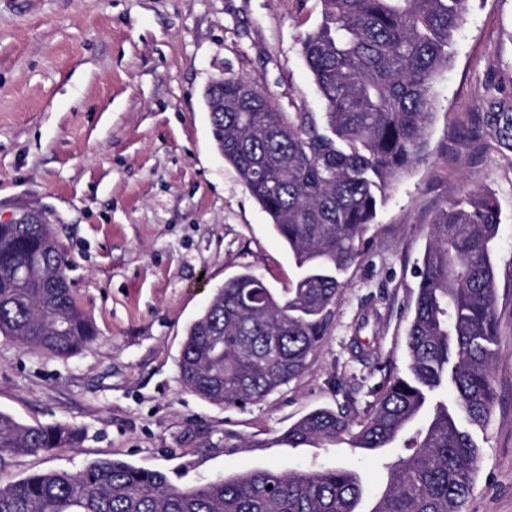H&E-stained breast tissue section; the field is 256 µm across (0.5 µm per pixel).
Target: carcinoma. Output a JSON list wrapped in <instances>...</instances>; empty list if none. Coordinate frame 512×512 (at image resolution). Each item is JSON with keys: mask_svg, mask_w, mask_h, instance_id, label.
I'll list each match as a JSON object with an SVG mask.
<instances>
[{"mask_svg": "<svg viewBox=\"0 0 512 512\" xmlns=\"http://www.w3.org/2000/svg\"><path fill=\"white\" fill-rule=\"evenodd\" d=\"M302 39L322 112H283L256 80L220 77L206 102L219 153L299 274L278 292L247 271L226 281L187 330L182 382L202 399L244 408L298 378L326 334L344 282L362 255L386 187L423 154L436 95L465 22V0H322ZM496 203L470 195L440 210L420 267L407 332V371L386 380L358 423L315 410L288 427L290 448L346 440L371 454L408 451L389 464L369 512H462L476 473L474 438L491 414L495 357ZM65 254L39 211L0 224V335L67 357L98 332L71 291ZM449 387L454 409L436 399ZM84 430L28 426L0 412V467L19 454L74 447ZM366 489L349 469H252L181 487L157 470L100 459L77 474L47 472L0 486V512H362Z\"/></svg>", "mask_w": 512, "mask_h": 512, "instance_id": "carcinoma-1", "label": "carcinoma"}]
</instances>
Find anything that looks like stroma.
Instances as JSON below:
<instances>
[{
  "label": "stroma",
  "instance_id": "1",
  "mask_svg": "<svg viewBox=\"0 0 512 512\" xmlns=\"http://www.w3.org/2000/svg\"><path fill=\"white\" fill-rule=\"evenodd\" d=\"M321 10V0H0V224L45 214L99 333L68 357L0 335V412L85 430L77 447L12 458L1 486L114 458L180 485L344 467L376 497L402 449L375 459L343 442L276 438L318 409L366 417L388 376L405 372L432 221L476 192L500 211L498 333L495 396L475 433L481 457L463 512H512V0H467L425 153L387 190L304 372L243 409L180 380L186 329L216 288L247 270L277 289L296 275L217 152L204 91L220 76L255 79L283 111H322L301 50ZM356 338L376 348L371 365L353 360Z\"/></svg>",
  "mask_w": 512,
  "mask_h": 512
}]
</instances>
